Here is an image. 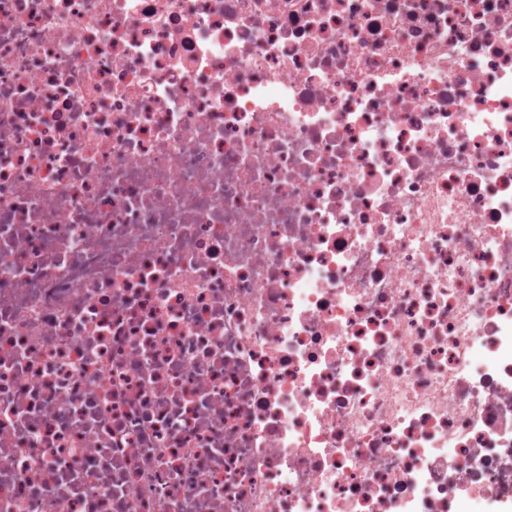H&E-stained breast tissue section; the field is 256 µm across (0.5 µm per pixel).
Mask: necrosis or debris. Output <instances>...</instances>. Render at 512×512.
<instances>
[{
  "instance_id": "necrosis-or-debris-1",
  "label": "necrosis or debris",
  "mask_w": 512,
  "mask_h": 512,
  "mask_svg": "<svg viewBox=\"0 0 512 512\" xmlns=\"http://www.w3.org/2000/svg\"><path fill=\"white\" fill-rule=\"evenodd\" d=\"M0 512H512V0H0Z\"/></svg>"
}]
</instances>
